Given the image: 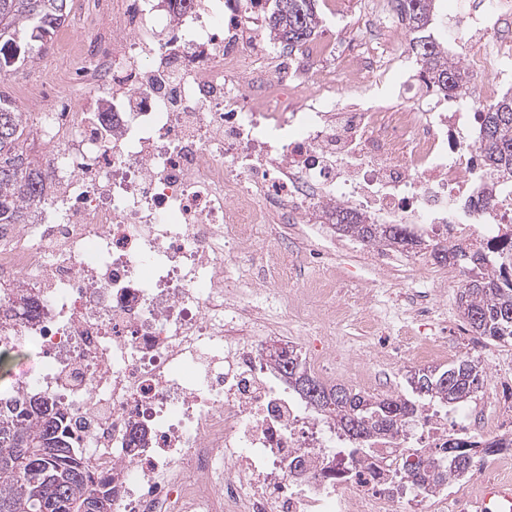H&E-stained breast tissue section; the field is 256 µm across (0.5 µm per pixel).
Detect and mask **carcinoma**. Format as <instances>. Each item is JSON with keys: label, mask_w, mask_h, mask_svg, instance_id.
Listing matches in <instances>:
<instances>
[{"label": "carcinoma", "mask_w": 512, "mask_h": 512, "mask_svg": "<svg viewBox=\"0 0 512 512\" xmlns=\"http://www.w3.org/2000/svg\"><path fill=\"white\" fill-rule=\"evenodd\" d=\"M269 37L284 45L308 41L320 26L316 0H267ZM396 10L415 34L408 49L426 67L428 85L443 94L456 93L468 82L458 54L434 36L436 0H395ZM70 0H0V49L16 51L12 68L34 61L36 43L63 24ZM28 113L0 96V228L29 223L30 211L43 198L42 170L31 146ZM478 157L498 177L512 176V95L503 96L480 113ZM337 230L366 247L420 246L440 265L464 268L459 308L472 331L497 343H512V278L506 269L512 258L489 257L483 251L414 236L408 224H367L356 211L336 207ZM294 368L272 367L315 413L336 423L347 437L368 449L378 435L395 436L419 417L425 405L438 402L450 408L470 402L483 386L487 371L473 359L446 368L410 372L411 395L371 396L344 385H326L308 371L301 353L289 348ZM311 381L330 400L316 404L302 391ZM64 413L54 402L31 397L13 398L0 406V512H88L93 502L112 506V487L92 486L77 443L68 436ZM512 451V441H486L481 452L493 456ZM476 451L453 439L442 449L443 462L430 457L401 473L406 483L425 492L469 475Z\"/></svg>", "instance_id": "cac0c4a2"}]
</instances>
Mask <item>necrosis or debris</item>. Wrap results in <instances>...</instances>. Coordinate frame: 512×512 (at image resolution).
Returning a JSON list of instances; mask_svg holds the SVG:
<instances>
[{
    "mask_svg": "<svg viewBox=\"0 0 512 512\" xmlns=\"http://www.w3.org/2000/svg\"><path fill=\"white\" fill-rule=\"evenodd\" d=\"M390 2L361 0L357 24L288 48L263 34L265 0H125L111 42L64 62L81 91L20 87L36 101L45 200L0 236V350L25 353L4 394L61 407L112 512H400L406 461L501 436L498 415L436 404L357 455L266 361L293 322L318 370L367 386L370 359L334 332L382 324L368 289L343 295L334 269L296 287L289 225L334 223L344 206L512 254V183L479 166L473 140L512 87V0L456 21L471 84L440 100ZM165 22L183 36L156 39ZM397 339L396 358L420 366L448 355L441 336ZM511 475L497 459L410 505L468 512L478 483Z\"/></svg>",
    "mask_w": 512,
    "mask_h": 512,
    "instance_id": "necrosis-or-debris-1",
    "label": "necrosis or debris"
}]
</instances>
